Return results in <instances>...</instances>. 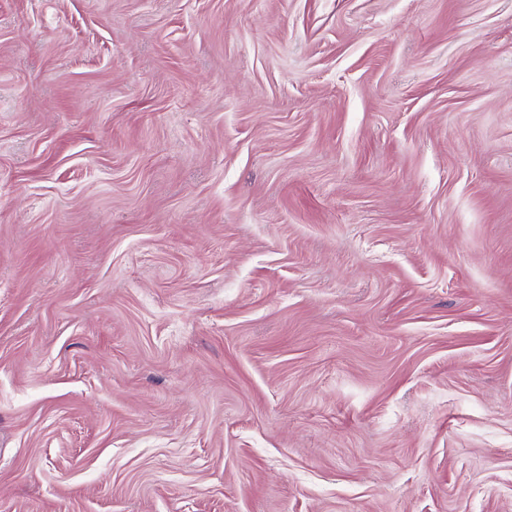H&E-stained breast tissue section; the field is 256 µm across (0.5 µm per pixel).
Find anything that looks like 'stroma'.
Masks as SVG:
<instances>
[{
	"mask_svg": "<svg viewBox=\"0 0 512 512\" xmlns=\"http://www.w3.org/2000/svg\"><path fill=\"white\" fill-rule=\"evenodd\" d=\"M0 512H512V0H0Z\"/></svg>",
	"mask_w": 512,
	"mask_h": 512,
	"instance_id": "35a3bbf8",
	"label": "stroma"
}]
</instances>
